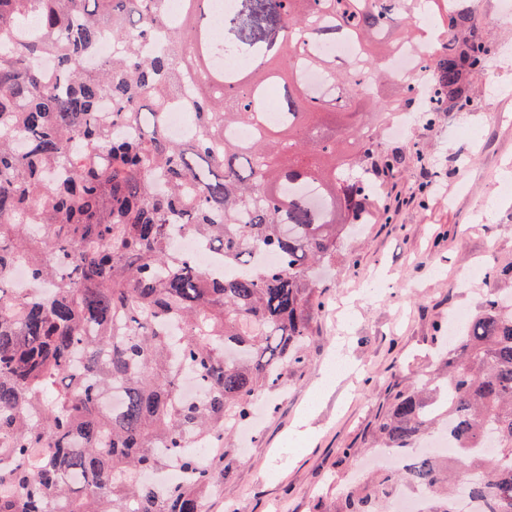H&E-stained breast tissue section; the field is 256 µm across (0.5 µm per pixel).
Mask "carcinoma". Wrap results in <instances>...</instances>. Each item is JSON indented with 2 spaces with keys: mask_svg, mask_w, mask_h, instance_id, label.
<instances>
[{
  "mask_svg": "<svg viewBox=\"0 0 512 512\" xmlns=\"http://www.w3.org/2000/svg\"><path fill=\"white\" fill-rule=\"evenodd\" d=\"M168 2L0 0V512H205L224 439L304 362L317 268L379 213L367 183L414 161L378 128L403 107L428 126L462 110L493 49L467 0H234L219 23L211 0H181L178 24ZM423 8L428 98H384L378 66L415 47ZM107 25L118 51L88 67ZM336 41L358 48L342 68L320 50ZM174 103L195 115L189 142L165 135ZM180 233L223 277L172 248ZM19 258L44 293L9 288ZM446 353L375 426L405 464L338 512H387L404 485L459 512L461 484L483 512H512V295L489 289ZM433 436L455 443L446 467L420 448ZM192 438L220 452L183 453ZM170 458L189 480L144 478Z\"/></svg>",
  "mask_w": 512,
  "mask_h": 512,
  "instance_id": "1",
  "label": "carcinoma"
}]
</instances>
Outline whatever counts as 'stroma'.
I'll use <instances>...</instances> for the list:
<instances>
[{"instance_id":"stroma-1","label":"stroma","mask_w":512,"mask_h":512,"mask_svg":"<svg viewBox=\"0 0 512 512\" xmlns=\"http://www.w3.org/2000/svg\"><path fill=\"white\" fill-rule=\"evenodd\" d=\"M502 2L485 0L480 16L498 53L474 80L471 108L386 142L423 159L388 182L389 222L356 226L321 271L325 307L306 362L287 388L263 393L253 427L232 437V464L207 512H336L378 417L436 367L437 324L476 313L488 287L512 291V193L493 188L512 171V27L500 23ZM463 125L476 141L459 134ZM477 261L496 272L493 283L467 280Z\"/></svg>"}]
</instances>
